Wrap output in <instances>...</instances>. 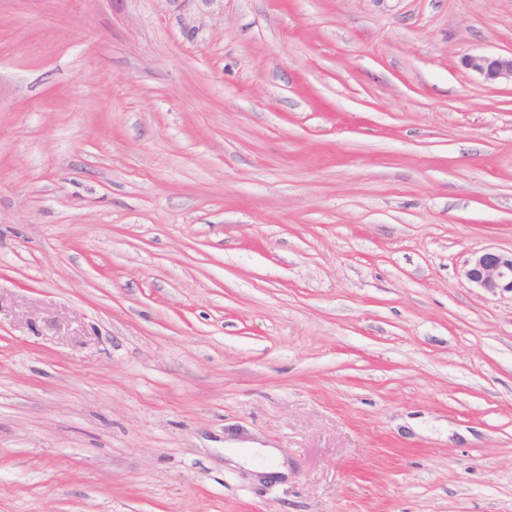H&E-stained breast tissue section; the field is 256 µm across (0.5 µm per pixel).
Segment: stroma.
I'll use <instances>...</instances> for the list:
<instances>
[{
	"instance_id": "1",
	"label": "stroma",
	"mask_w": 512,
	"mask_h": 512,
	"mask_svg": "<svg viewBox=\"0 0 512 512\" xmlns=\"http://www.w3.org/2000/svg\"><path fill=\"white\" fill-rule=\"evenodd\" d=\"M475 53L512 0H0V512H512ZM464 276L475 288L491 294H512V250L486 249L472 253Z\"/></svg>"
}]
</instances>
